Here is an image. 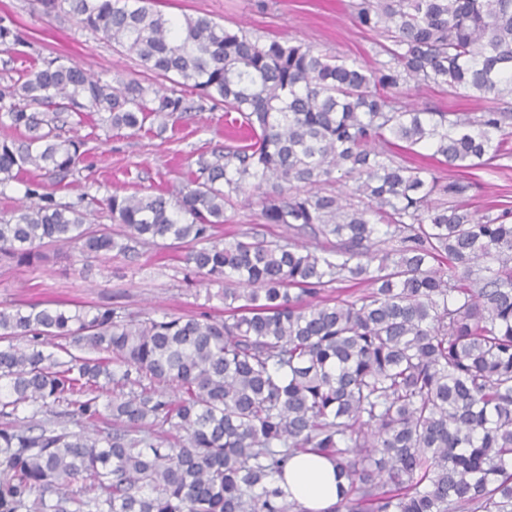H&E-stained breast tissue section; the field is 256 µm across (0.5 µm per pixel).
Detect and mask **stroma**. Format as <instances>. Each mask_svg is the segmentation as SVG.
Masks as SVG:
<instances>
[{
  "label": "stroma",
  "mask_w": 512,
  "mask_h": 512,
  "mask_svg": "<svg viewBox=\"0 0 512 512\" xmlns=\"http://www.w3.org/2000/svg\"><path fill=\"white\" fill-rule=\"evenodd\" d=\"M350 0H155V9L179 19L207 15L228 25L242 26L265 39H288L316 50L377 65L378 33L359 29L348 8ZM0 16L10 17L27 43L0 51V86L10 83L40 59L65 57L88 73L109 80L147 74L126 54L104 40L77 30L65 15L46 17L37 0H0ZM408 106L440 112H482L485 102L438 87L405 86L397 94ZM224 110L188 112L169 120L163 135L131 133L100 126L93 118L77 125L85 137L86 153L77 171L65 180L29 171L62 202L83 195L102 197L112 192L141 194L159 188L174 189L187 180L200 154L222 147ZM466 202L471 210L494 205L512 212V156L498 159L492 170H473ZM258 202H238L226 209L218 232L232 239L255 227L268 238L287 236L285 228L261 226ZM183 248L160 240L138 247L135 254L118 253L71 262L67 249L46 246L42 260L32 266L0 263V308L43 301L71 305L108 306L122 313L159 318L164 315L224 316L220 283L199 279L195 286L183 280Z\"/></svg>",
  "instance_id": "1"
}]
</instances>
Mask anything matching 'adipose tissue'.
<instances>
[{"label":"adipose tissue","mask_w":512,"mask_h":512,"mask_svg":"<svg viewBox=\"0 0 512 512\" xmlns=\"http://www.w3.org/2000/svg\"><path fill=\"white\" fill-rule=\"evenodd\" d=\"M277 484L287 502L301 512H329L339 494V480L331 460L315 453H299L289 459Z\"/></svg>","instance_id":"obj_1"}]
</instances>
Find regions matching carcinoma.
<instances>
[{
  "label": "carcinoma",
  "instance_id": "1",
  "mask_svg": "<svg viewBox=\"0 0 512 512\" xmlns=\"http://www.w3.org/2000/svg\"><path fill=\"white\" fill-rule=\"evenodd\" d=\"M41 3L171 86L114 87L54 57L0 87V125L21 133L0 140V194L16 183L30 200L0 216V262L31 265L46 243L77 261L187 243L186 269L225 285L228 318L1 309L0 512H300L274 476L308 450L345 480L333 512H512V223L465 208L471 182L401 159L501 156L512 0H355L356 25L386 34L374 68L152 0ZM23 40L1 16L0 47ZM411 83L492 107L397 105ZM208 105L246 135L175 192L91 197L120 237L21 178L76 169L86 140L57 133L72 115L138 133ZM338 171L360 205L322 191ZM254 196L288 236L218 239L224 207Z\"/></svg>",
  "mask_w": 512,
  "mask_h": 512
}]
</instances>
